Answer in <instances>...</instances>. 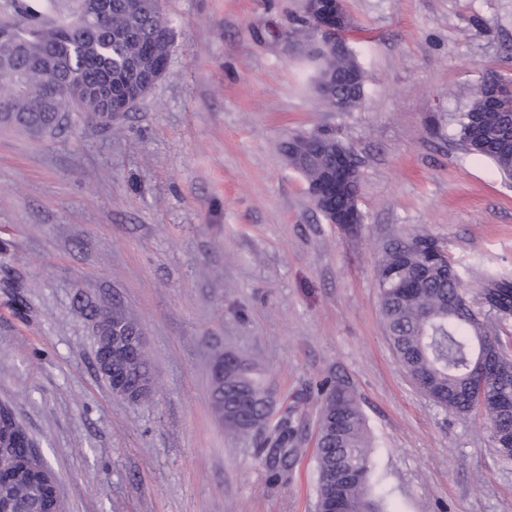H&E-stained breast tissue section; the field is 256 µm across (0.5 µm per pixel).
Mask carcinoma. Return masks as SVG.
<instances>
[{
    "label": "carcinoma",
    "instance_id": "1",
    "mask_svg": "<svg viewBox=\"0 0 512 512\" xmlns=\"http://www.w3.org/2000/svg\"><path fill=\"white\" fill-rule=\"evenodd\" d=\"M13 17L0 20V32L17 20L41 28L40 37L18 44L17 51L0 66V106L23 97L21 115L0 125L6 130L24 131L32 136L47 133L52 104L59 99L61 84L50 81L46 66L50 55L58 60L61 80H77L94 88L109 84V96L94 94L85 111L95 113L112 108V98L122 96L136 79L128 72L131 60L147 57L157 66L166 64L171 48L170 31L162 11L152 0L127 13L126 0H112V38L89 30H73L55 24L39 14L29 0H11ZM315 83H329L336 89V77L363 76L348 52L335 67L325 57H312ZM512 112L490 111L483 97L475 96L459 119L458 136L463 149L491 161L505 178L512 179ZM288 165L308 184L321 178L332 163L336 150L333 132L295 134L285 141ZM459 270L444 249L431 237L415 235L383 249L378 263L377 284L380 307L389 343L411 380L426 373L437 392L434 402L449 412L466 417L480 409L490 426L512 421L496 394L512 389V356L497 330L512 319V278L490 275L481 279L479 294L484 308L473 309ZM97 312L106 315L105 308ZM113 321L122 326L115 343L122 344L134 321L122 311H113ZM479 341L496 344L502 352L492 363L483 400L472 393L470 361ZM243 370L228 373L227 389L245 383L253 403L249 419L226 429L245 433L254 424L267 422L272 399L256 364L241 359ZM127 382L137 387L153 379L146 350L137 348L124 371ZM276 456L269 458L273 475L288 471L298 449L288 447L292 429L288 423L275 427ZM22 453L0 442V470L14 471ZM373 462L366 419L356 397L341 385L322 390V412L316 451L318 512H385L382 502L370 491ZM42 497L41 485L21 475L0 484V506L5 512H35Z\"/></svg>",
    "mask_w": 512,
    "mask_h": 512
}]
</instances>
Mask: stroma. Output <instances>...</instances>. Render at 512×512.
Listing matches in <instances>:
<instances>
[{
	"label": "stroma",
	"mask_w": 512,
	"mask_h": 512,
	"mask_svg": "<svg viewBox=\"0 0 512 512\" xmlns=\"http://www.w3.org/2000/svg\"><path fill=\"white\" fill-rule=\"evenodd\" d=\"M162 77L105 127L0 131V404L56 474L66 512H315L318 388L360 402L392 512H512V463L481 412L427 398L392 351L376 265L436 238L462 267L512 277V180L465 152L456 118L512 75V0H346L366 75L330 111L302 0H163ZM332 130L353 150L363 223H327L280 151ZM142 328L154 386L114 397L84 304ZM256 362L298 450L225 429L211 366ZM277 437L275 439L276 452L275 456L278 455V459L274 457H267L269 466L274 476L281 475V473L288 471L292 457L297 455V448H288V442L292 437V429L288 426V422L279 423L275 427ZM269 458V459H268Z\"/></svg>",
	"instance_id": "obj_1"
}]
</instances>
